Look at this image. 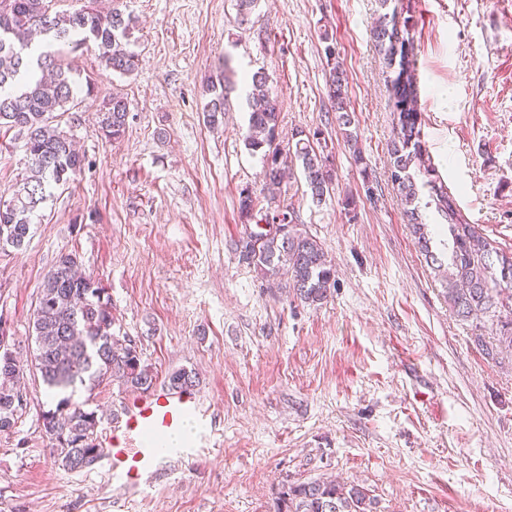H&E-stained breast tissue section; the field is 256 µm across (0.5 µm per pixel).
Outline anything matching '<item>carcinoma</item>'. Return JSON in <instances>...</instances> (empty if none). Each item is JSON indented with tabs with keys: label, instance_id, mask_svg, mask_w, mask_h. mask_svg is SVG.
Segmentation results:
<instances>
[{
	"label": "carcinoma",
	"instance_id": "obj_1",
	"mask_svg": "<svg viewBox=\"0 0 512 512\" xmlns=\"http://www.w3.org/2000/svg\"><path fill=\"white\" fill-rule=\"evenodd\" d=\"M51 2L0 0V129L22 134L28 156L27 174L12 197L5 200L0 195L1 251L23 247L34 212L55 187L71 181L85 164V157L76 151L60 123L61 114L78 105L77 69L63 47L91 49L97 52L101 67L122 76L133 74L138 67V58L129 49L133 19L124 17L116 0L107 12L98 9L97 0H87L72 14L52 11ZM411 28V19L394 11L383 15L374 31L377 51L394 73L388 84L405 78L403 94L389 95L395 122L389 149L390 181L425 257L435 259L418 206L419 188L428 189L429 204L448 221L452 251L443 275L448 303L463 320L485 317L496 324L492 341L474 337L484 354L496 360L500 354L512 352V250L494 247L481 225L467 222L431 163L422 116L414 108L415 75L405 70L403 53L399 52L411 42ZM324 42V54L331 65L328 96L336 125L369 190L370 174L347 97V74L336 61L329 36H324ZM210 91L213 97L206 106V119L214 125L226 111L225 79L211 83ZM248 106L244 141L248 149L263 151L262 191L271 193L279 187L291 158L300 163L314 201L319 203L331 194L336 175L328 157L316 148L321 131H298L291 136L287 152L279 148V101L262 71L251 75ZM127 114L124 98L113 96L101 111L102 132L120 138ZM256 200L251 190L241 193L239 209L245 220L286 224L288 234L264 229L250 232L235 243L238 260L267 282L286 283L304 303L326 301L336 288L333 259L314 236L299 228L298 217L289 205L262 212L256 210ZM77 265L73 255L60 257L41 285L32 314L36 349L31 364L21 362L11 351H0V433L15 427V385L27 370L35 369L49 395L58 398L55 409L44 412L42 420L46 434L56 441L52 448L55 462L67 470L94 465L89 455L97 448V417L73 400L77 385L110 379L145 393L156 381L153 367L143 360L138 346L112 331L115 320L105 288L92 276L78 274ZM195 382L196 375L186 369L168 375L172 390H186ZM373 504L366 489L331 479L285 481L275 492V512H374Z\"/></svg>",
	"mask_w": 512,
	"mask_h": 512
}]
</instances>
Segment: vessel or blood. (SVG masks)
Listing matches in <instances>:
<instances>
[{
    "label": "vessel or blood",
    "mask_w": 512,
    "mask_h": 512,
    "mask_svg": "<svg viewBox=\"0 0 512 512\" xmlns=\"http://www.w3.org/2000/svg\"><path fill=\"white\" fill-rule=\"evenodd\" d=\"M189 417L206 419L205 401L197 393L160 388L135 397L114 425L107 445L113 477L135 487L144 477L156 475L161 459L156 448L146 443V435H169Z\"/></svg>",
    "instance_id": "b4317fda"
}]
</instances>
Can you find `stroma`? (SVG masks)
Segmentation results:
<instances>
[{"label": "stroma", "mask_w": 512, "mask_h": 512, "mask_svg": "<svg viewBox=\"0 0 512 512\" xmlns=\"http://www.w3.org/2000/svg\"><path fill=\"white\" fill-rule=\"evenodd\" d=\"M412 17L415 78L429 156L470 223L512 248V0H260L241 23L236 0H124L139 59L129 76L72 57L92 92L61 126L85 166L32 218L22 250L0 251V319L29 359L32 309L61 255L76 254L112 302L114 331L137 344L166 385L196 372L210 402V446L161 449L156 479L119 488L106 460L67 471L42 414L54 408L39 375L21 387L18 422L0 433V512H274L277 487L335 477L368 490L377 512H512V355L487 359L461 321L436 263L451 247L445 219L437 262L420 253L390 181V71L373 32L388 7ZM348 74V96L374 186L336 126L325 39ZM230 57V109L207 124V82ZM264 70L280 107L279 143L321 131L336 191L313 203L301 169L280 188L336 263L322 304L269 286L233 251L251 231L241 190L258 192L262 155L250 151L244 84ZM128 105L120 139L99 113ZM23 137L0 131V191L25 170ZM129 394L106 380L74 399L97 415V442Z\"/></svg>", "instance_id": "stroma-1"}]
</instances>
